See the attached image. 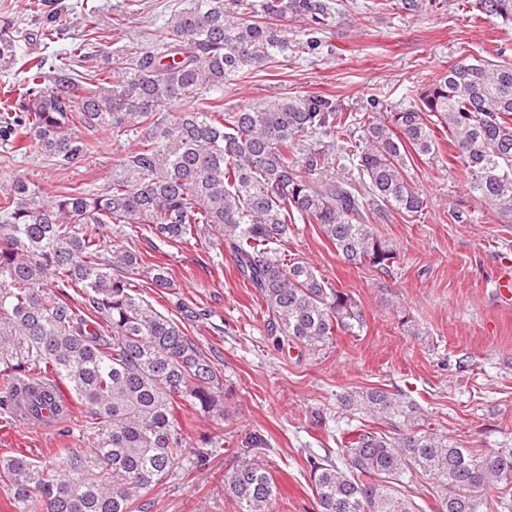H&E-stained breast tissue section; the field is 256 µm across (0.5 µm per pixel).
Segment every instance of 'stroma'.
<instances>
[{
  "label": "stroma",
  "mask_w": 512,
  "mask_h": 512,
  "mask_svg": "<svg viewBox=\"0 0 512 512\" xmlns=\"http://www.w3.org/2000/svg\"><path fill=\"white\" fill-rule=\"evenodd\" d=\"M0 0V101L20 84L27 61L52 70L73 43L87 42L93 64L115 67L128 43L153 45L166 36L171 11L189 0H142L143 11L121 30L112 21L124 0ZM341 13L319 54L280 59L265 70L229 81L225 103L246 105L279 94L317 91L337 108L364 114L367 99L414 102L429 79L468 55L512 56V25L477 18L456 0L442 9L400 17L392 9L365 14L364 0H337ZM95 7L100 35L84 36L83 5ZM69 24L54 39L43 37L56 14ZM94 152L77 166L56 170L37 149L11 152L0 143V184L21 177L54 192L57 185L100 187L122 173L123 148L110 132L77 127ZM430 204L417 220L393 215L376 230L396 250L382 274L338 256L314 224L291 228L280 251L308 262L332 287L353 295L366 324L360 335L337 333L332 344L310 353L298 342L270 335L265 304L235 273L225 249L188 241L158 244L157 262L169 264L174 286L139 289L159 312L179 319V303L203 310L186 325L214 355L230 394L223 421L180 416L192 437L224 432L207 469L175 473L149 492V512H235L223 477L243 458L265 465L277 487L279 512H316L308 457L345 452L346 427L362 425L343 394L381 387L398 389L416 405L422 422L468 448L488 449L512 440V305H501L495 283L512 272V224L469 195L461 164L425 161L416 166ZM467 221H459V213ZM77 418L73 433L11 424L0 416V458L16 453L40 460L69 447H89L90 431Z\"/></svg>",
  "instance_id": "35a3bbf8"
}]
</instances>
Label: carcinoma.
<instances>
[{
    "label": "carcinoma",
    "instance_id": "carcinoma-1",
    "mask_svg": "<svg viewBox=\"0 0 512 512\" xmlns=\"http://www.w3.org/2000/svg\"><path fill=\"white\" fill-rule=\"evenodd\" d=\"M387 2L413 16L447 0ZM464 6L512 24V0ZM337 13L332 0H195L170 14L167 39L129 47L118 67L71 75L66 61L51 76L32 64L27 86L0 109L1 142L35 146L61 169L92 149L77 119L116 142L135 131L153 145L126 151L132 179L104 188L44 195L20 177L0 186V410L40 426L62 383L94 421L89 449L0 459L14 512H148L150 490L224 446L220 436L192 441L176 419L183 408L222 418L228 395L211 355L135 290L140 272L154 288L173 287L170 268L151 261L155 242L215 237L264 301L271 330L319 352L339 330L358 335L365 315L306 262L278 254L290 226L316 224L345 262L389 272L397 253L374 224L428 208L414 158L441 156L439 131L453 159L477 168L470 192L512 224V59L500 49L448 66L385 122L354 118L319 94L224 106L226 82L318 53ZM288 19L306 23L303 38L288 39L279 27ZM356 131L362 192L325 171L350 157ZM303 136L321 149L302 152ZM301 166L315 176L299 175ZM111 224L141 230L149 251L107 247ZM343 402L383 428L350 434L338 462L308 460L317 512H423L396 489L412 469L439 483L434 512H491L490 493L498 512H512V444L464 448L420 424L397 390L353 391ZM224 490L236 512H273L275 482L253 459L224 475Z\"/></svg>",
    "mask_w": 512,
    "mask_h": 512
}]
</instances>
